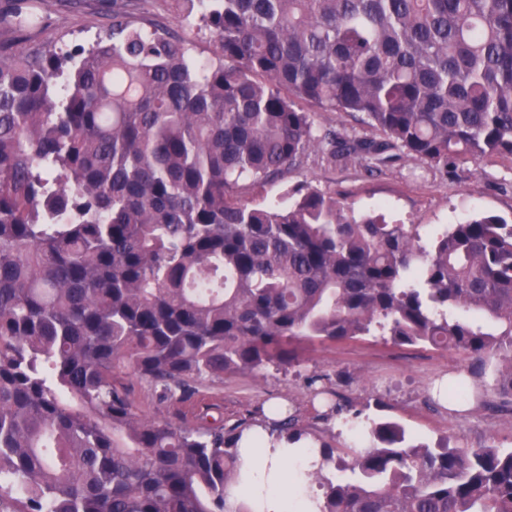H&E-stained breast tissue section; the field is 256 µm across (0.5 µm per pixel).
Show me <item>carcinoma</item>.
Listing matches in <instances>:
<instances>
[{"mask_svg":"<svg viewBox=\"0 0 512 512\" xmlns=\"http://www.w3.org/2000/svg\"><path fill=\"white\" fill-rule=\"evenodd\" d=\"M86 49H18L45 0L0 10V512H250L214 419L139 413L118 364L183 396L283 368L302 340L379 336L496 366L512 396V224L422 243L295 185L246 195L326 145L440 170L512 159V0H174L217 40L199 62L131 0ZM379 140L314 134L295 100ZM467 401L465 379L448 384ZM282 415L270 434L302 440ZM349 461L323 444L304 512H512V450L431 448L380 420Z\"/></svg>","mask_w":512,"mask_h":512,"instance_id":"carcinoma-1","label":"carcinoma"}]
</instances>
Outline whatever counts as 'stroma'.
Masks as SVG:
<instances>
[{"instance_id":"35a3bbf8","label":"stroma","mask_w":512,"mask_h":512,"mask_svg":"<svg viewBox=\"0 0 512 512\" xmlns=\"http://www.w3.org/2000/svg\"><path fill=\"white\" fill-rule=\"evenodd\" d=\"M110 0H47L44 23L30 31L28 45L63 48L91 47L109 24ZM140 22L160 21L184 38L192 56L208 58L217 44L195 18L176 14L171 0H136ZM316 134L336 132L343 138H375L378 130L352 115L319 107L310 109ZM309 183L336 196L356 213L380 212L388 220L416 224L422 238L476 214L512 220V160L497 158L458 165L441 172L402 157L368 166L354 160L331 161L312 151L299 168L268 184L253 196L256 204L283 203L287 188ZM285 370L260 374H225L195 386L188 399H160L150 384L122 369L139 412L176 425L195 426L202 413L223 419L225 428H250L263 421L267 405L283 402L310 440L345 452L360 447L354 432L380 419H390L430 446L468 450L492 444L512 448V411L502 407V395L492 376L471 379L472 394L461 405L448 404L438 389L466 376L469 362L447 349L395 345L378 337L359 336L336 342H304ZM323 378L321 395L307 384L311 375ZM344 403L338 415H328V398Z\"/></svg>"}]
</instances>
